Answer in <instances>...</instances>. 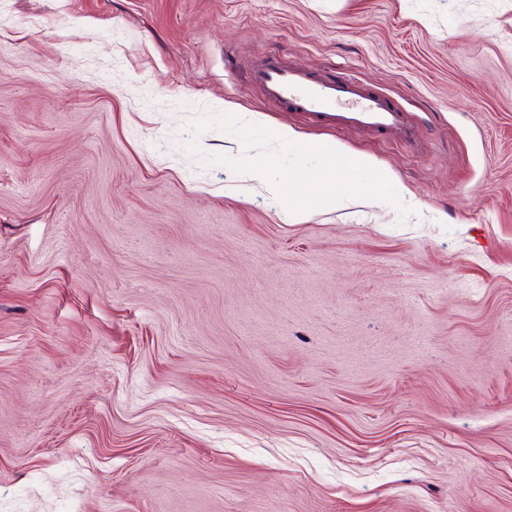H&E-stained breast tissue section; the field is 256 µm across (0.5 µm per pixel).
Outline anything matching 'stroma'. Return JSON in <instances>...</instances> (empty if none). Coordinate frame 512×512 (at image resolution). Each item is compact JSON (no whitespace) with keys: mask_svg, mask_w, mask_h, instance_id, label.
Wrapping results in <instances>:
<instances>
[{"mask_svg":"<svg viewBox=\"0 0 512 512\" xmlns=\"http://www.w3.org/2000/svg\"><path fill=\"white\" fill-rule=\"evenodd\" d=\"M351 70L412 147L245 79ZM392 173L290 220L205 109ZM512 512V0H0V512Z\"/></svg>","mask_w":512,"mask_h":512,"instance_id":"obj_1","label":"stroma"}]
</instances>
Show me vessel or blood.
I'll return each instance as SVG.
<instances>
[{
	"label": "vessel or blood",
	"mask_w": 512,
	"mask_h": 512,
	"mask_svg": "<svg viewBox=\"0 0 512 512\" xmlns=\"http://www.w3.org/2000/svg\"><path fill=\"white\" fill-rule=\"evenodd\" d=\"M248 80L268 100L286 106L311 124L385 133L408 144L416 141L412 114L348 73L341 71L329 78L269 56L252 65Z\"/></svg>",
	"instance_id": "1"
}]
</instances>
